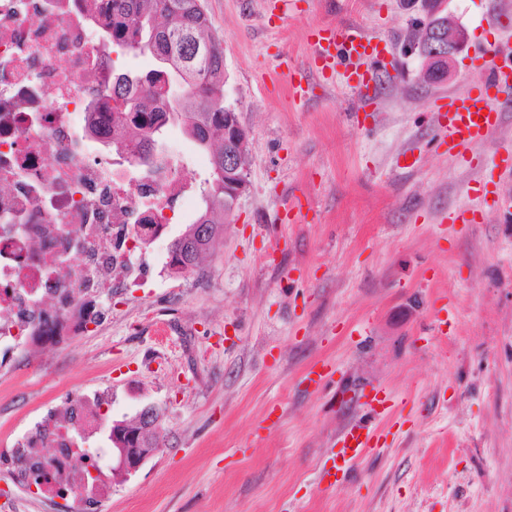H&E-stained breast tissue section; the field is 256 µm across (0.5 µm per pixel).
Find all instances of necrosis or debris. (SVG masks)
<instances>
[{
  "label": "necrosis or debris",
  "instance_id": "4bbe7bcc",
  "mask_svg": "<svg viewBox=\"0 0 512 512\" xmlns=\"http://www.w3.org/2000/svg\"><path fill=\"white\" fill-rule=\"evenodd\" d=\"M102 0H0V354L103 326L100 297L142 288L134 271L192 185L171 158L137 166L139 129L117 124L116 73L90 14ZM108 391L70 395L33 419L0 465L20 489L98 500L112 470L86 450H111Z\"/></svg>",
  "mask_w": 512,
  "mask_h": 512
}]
</instances>
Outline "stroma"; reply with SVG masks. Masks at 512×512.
<instances>
[{"instance_id":"1","label":"stroma","mask_w":512,"mask_h":512,"mask_svg":"<svg viewBox=\"0 0 512 512\" xmlns=\"http://www.w3.org/2000/svg\"><path fill=\"white\" fill-rule=\"evenodd\" d=\"M203 5L248 133L247 189L193 272L159 274L196 192L170 214L152 287L113 289L97 335L0 370V448L51 397L106 388L113 418L160 408L165 442L90 512H512V180L450 158L430 110L512 36V0H450L470 42L433 84L402 53L405 0ZM348 21L398 69L362 124L340 75L295 104L267 88L311 78L309 28ZM158 143L188 152L192 184L209 178L179 122ZM484 194L500 204L477 207ZM292 196L302 213L280 223ZM376 388L393 404L380 437L340 471L333 450ZM0 512L61 510L0 470Z\"/></svg>"}]
</instances>
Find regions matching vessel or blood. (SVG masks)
I'll return each mask as SVG.
<instances>
[{
  "instance_id": "b4317fda",
  "label": "vessel or blood",
  "mask_w": 512,
  "mask_h": 512,
  "mask_svg": "<svg viewBox=\"0 0 512 512\" xmlns=\"http://www.w3.org/2000/svg\"><path fill=\"white\" fill-rule=\"evenodd\" d=\"M310 45L315 74L343 71L348 85L358 91V111L371 109L375 103L379 51L364 28L349 23L317 29L311 35ZM511 97L512 50L491 46L482 53L467 85L431 107L449 150L461 155L486 143L503 122L502 99ZM367 406L365 419L340 438L344 466L351 467L362 460L371 446L376 421L387 411L386 399L379 396L370 398Z\"/></svg>"
}]
</instances>
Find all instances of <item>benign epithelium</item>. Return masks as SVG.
<instances>
[{"label":"benign epithelium","mask_w":512,"mask_h":512,"mask_svg":"<svg viewBox=\"0 0 512 512\" xmlns=\"http://www.w3.org/2000/svg\"><path fill=\"white\" fill-rule=\"evenodd\" d=\"M449 0H410L416 14L411 23L430 26L429 39L417 43L409 42L404 48L406 55L426 58L432 68L425 71L431 83L443 82L455 75L457 57L469 43L467 28L448 11ZM224 168L235 167L236 156L247 145L248 135L233 109H224ZM161 416L152 405L141 409L135 417V431L127 429L122 421H114L112 431V479L123 481L139 470L161 447L159 432Z\"/></svg>","instance_id":"obj_1"}]
</instances>
